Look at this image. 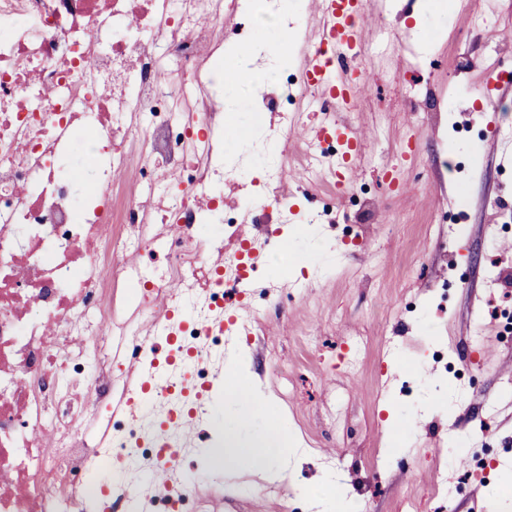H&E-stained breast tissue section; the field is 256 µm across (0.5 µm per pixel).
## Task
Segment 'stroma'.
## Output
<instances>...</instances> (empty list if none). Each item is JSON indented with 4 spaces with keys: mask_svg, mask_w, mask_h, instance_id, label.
I'll list each match as a JSON object with an SVG mask.
<instances>
[{
    "mask_svg": "<svg viewBox=\"0 0 512 512\" xmlns=\"http://www.w3.org/2000/svg\"><path fill=\"white\" fill-rule=\"evenodd\" d=\"M452 0H363L367 41L383 53L365 60L371 82L351 120L364 135L365 159L350 183L368 192L372 205L348 207L335 223L304 229L311 202L298 189L293 159L307 143L288 140L281 194L290 222L248 224L252 235L280 243L265 259L276 286L308 271L306 296L281 318L258 326L239 355L223 369L246 377L270 406L269 425L295 436L278 464L279 474L223 475L193 492L214 512H318L329 495L326 474L340 477L364 512H403L416 494L421 512H440L430 496L445 477L452 512H497L493 493L512 486V344L499 335L496 317L512 311V287L487 283L489 271L512 273V82L500 81L496 110L470 98L487 59L512 72V0H476L491 13L489 30L454 13L450 40L434 41L429 22ZM426 88L431 99L450 96L445 120L435 122L411 97ZM480 130L475 164L455 177L441 174L450 124ZM385 138H378L377 128ZM420 144L413 161L397 162L395 149L409 133ZM421 268L420 279L403 276ZM366 342L356 367H347L341 345ZM447 344L459 364L476 369L474 381L453 383L428 348ZM467 443L468 464L458 465L454 439ZM412 457L411 466L399 463Z\"/></svg>",
    "mask_w": 512,
    "mask_h": 512,
    "instance_id": "stroma-1",
    "label": "stroma"
}]
</instances>
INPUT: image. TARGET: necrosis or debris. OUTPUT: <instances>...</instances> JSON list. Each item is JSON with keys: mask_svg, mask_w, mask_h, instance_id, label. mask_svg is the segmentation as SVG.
<instances>
[{"mask_svg": "<svg viewBox=\"0 0 512 512\" xmlns=\"http://www.w3.org/2000/svg\"><path fill=\"white\" fill-rule=\"evenodd\" d=\"M303 0H0V512H87L115 489L119 512H206L187 502L190 476L168 448H185L188 423H211L210 367L235 342L215 320L228 299L246 302L241 329L270 310L252 305L270 289L249 247L218 269L201 249L205 227L234 233L255 205L280 200L288 136L324 118L332 98L311 84L299 59L320 40L288 32ZM274 22L279 56L261 55L278 95L256 109L248 166H230L217 143L224 85V22ZM172 72L171 90L156 81ZM343 148L332 130L300 161L303 192H336ZM243 190L224 207V188ZM168 224L150 240L152 225ZM154 244L163 259L115 267L116 254ZM162 319L183 356L160 362L162 383L120 412L112 342L147 363L129 307Z\"/></svg>", "mask_w": 512, "mask_h": 512, "instance_id": "necrosis-or-debris-1", "label": "necrosis or debris"}]
</instances>
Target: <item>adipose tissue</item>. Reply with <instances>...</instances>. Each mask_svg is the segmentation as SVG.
I'll list each match as a JSON object with an SVG mask.
<instances>
[{"instance_id": "ef3b65f1", "label": "adipose tissue", "mask_w": 512, "mask_h": 512, "mask_svg": "<svg viewBox=\"0 0 512 512\" xmlns=\"http://www.w3.org/2000/svg\"><path fill=\"white\" fill-rule=\"evenodd\" d=\"M266 411L252 393L243 391L240 376L224 378V469L266 472L288 444V431L268 426Z\"/></svg>"}]
</instances>
